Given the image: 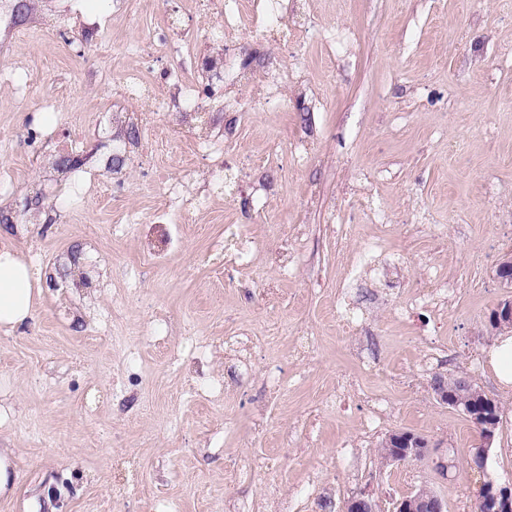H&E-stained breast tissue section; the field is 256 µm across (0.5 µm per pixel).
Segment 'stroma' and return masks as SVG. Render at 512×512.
I'll use <instances>...</instances> for the list:
<instances>
[{"mask_svg": "<svg viewBox=\"0 0 512 512\" xmlns=\"http://www.w3.org/2000/svg\"><path fill=\"white\" fill-rule=\"evenodd\" d=\"M23 2L0 0L14 179L0 242L40 293L33 321L0 333V380L16 386L0 444L17 451L0 512H278L273 492L287 512H342L365 490L390 512L424 484L447 512H476L480 432L437 399L448 375L500 404L489 471L512 482V394L486 356L488 317L512 300L497 276L512 254V0H306L287 44L235 34L243 68L287 75L278 104L210 85L240 111L192 121L171 100L135 145L139 106L115 88L170 66L166 19L223 60L207 0ZM93 21L105 32L89 38ZM219 136L215 172L194 148ZM72 158L98 177L80 203ZM159 172L183 196L164 200ZM243 225L263 243L245 270L224 263ZM349 288L352 335L336 321ZM209 380L220 397L193 392ZM396 430L430 457L381 459Z\"/></svg>", "mask_w": 512, "mask_h": 512, "instance_id": "stroma-1", "label": "stroma"}]
</instances>
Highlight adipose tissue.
I'll return each instance as SVG.
<instances>
[{
    "label": "adipose tissue",
    "instance_id": "obj_1",
    "mask_svg": "<svg viewBox=\"0 0 512 512\" xmlns=\"http://www.w3.org/2000/svg\"><path fill=\"white\" fill-rule=\"evenodd\" d=\"M35 274L11 248L0 249V332L11 333L33 318Z\"/></svg>",
    "mask_w": 512,
    "mask_h": 512
}]
</instances>
